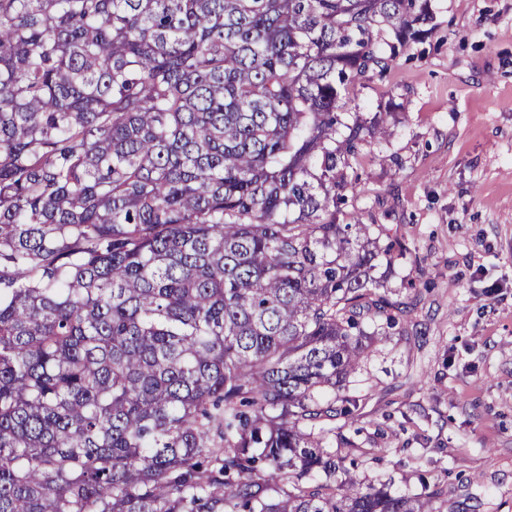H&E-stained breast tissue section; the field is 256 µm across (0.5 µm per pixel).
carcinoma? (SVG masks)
<instances>
[{"label": "carcinoma", "instance_id": "cac0c4a2", "mask_svg": "<svg viewBox=\"0 0 512 512\" xmlns=\"http://www.w3.org/2000/svg\"><path fill=\"white\" fill-rule=\"evenodd\" d=\"M431 0H0V512H444L346 394L406 248L343 211L350 91Z\"/></svg>", "mask_w": 512, "mask_h": 512}]
</instances>
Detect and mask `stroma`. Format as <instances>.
Returning a JSON list of instances; mask_svg holds the SVG:
<instances>
[{"mask_svg": "<svg viewBox=\"0 0 512 512\" xmlns=\"http://www.w3.org/2000/svg\"><path fill=\"white\" fill-rule=\"evenodd\" d=\"M433 32L351 114L391 111L346 210L407 245L389 279L405 331L352 378L362 416L342 433L381 461L362 478L444 488L447 512H512V0H432Z\"/></svg>", "mask_w": 512, "mask_h": 512, "instance_id": "1", "label": "stroma"}]
</instances>
